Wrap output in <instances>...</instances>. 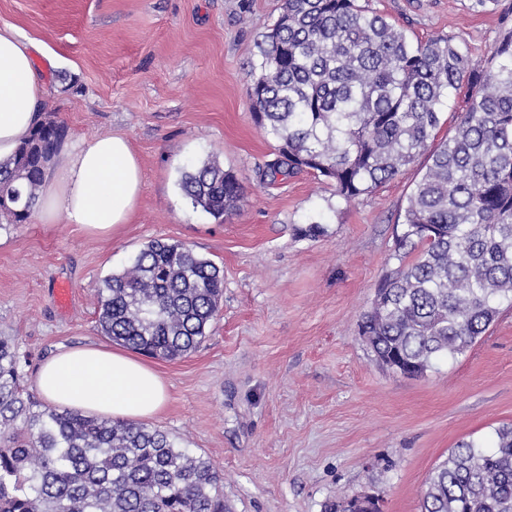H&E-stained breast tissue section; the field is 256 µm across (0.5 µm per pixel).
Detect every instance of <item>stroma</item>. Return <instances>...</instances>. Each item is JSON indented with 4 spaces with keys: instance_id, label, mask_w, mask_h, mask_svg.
Listing matches in <instances>:
<instances>
[{
    "instance_id": "obj_1",
    "label": "stroma",
    "mask_w": 512,
    "mask_h": 512,
    "mask_svg": "<svg viewBox=\"0 0 512 512\" xmlns=\"http://www.w3.org/2000/svg\"><path fill=\"white\" fill-rule=\"evenodd\" d=\"M413 39L448 36L476 62L512 31V0H359ZM283 0H0V24L33 41L42 113L69 139L125 134L142 193L115 236L76 224L0 227V335L26 363L108 344L96 288L153 240L182 242L224 270L220 311L187 356L156 361L169 397L151 426L204 455L227 512H330L371 495L421 512L451 448L493 444L512 423V306L466 353L421 377L382 367L358 334L381 277L398 265L396 226L425 158L346 201L308 171L265 176L279 143L252 114L247 71ZM214 159L242 180L216 219L179 187ZM68 283L69 306L53 297Z\"/></svg>"
}]
</instances>
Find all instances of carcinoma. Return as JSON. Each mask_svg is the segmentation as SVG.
Returning a JSON list of instances; mask_svg holds the SVG:
<instances>
[{
    "mask_svg": "<svg viewBox=\"0 0 512 512\" xmlns=\"http://www.w3.org/2000/svg\"><path fill=\"white\" fill-rule=\"evenodd\" d=\"M258 49L249 97L280 143L270 176L311 169L348 201L428 155L396 231L399 266L360 331L402 375L465 353L512 303V32L481 66L447 37L409 40L357 0H284ZM444 108L454 134L439 140ZM66 137L63 122L45 118L0 162V220L32 217ZM180 186L217 219L244 194L215 159L183 172ZM97 296L105 335L172 361L206 338L224 271L187 244L154 240ZM22 367L0 338V512H224L209 459L157 427L45 406L25 390ZM496 437L491 449L475 440L451 449L425 483L421 512H512V424Z\"/></svg>",
    "mask_w": 512,
    "mask_h": 512,
    "instance_id": "carcinoma-1",
    "label": "carcinoma"
}]
</instances>
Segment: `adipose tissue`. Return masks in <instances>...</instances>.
<instances>
[{
  "mask_svg": "<svg viewBox=\"0 0 512 512\" xmlns=\"http://www.w3.org/2000/svg\"><path fill=\"white\" fill-rule=\"evenodd\" d=\"M41 118V87L30 46L0 26V161L12 157ZM65 165L48 171L36 214L42 224H77L117 233L141 193V170L121 134L64 143ZM44 399L58 408L139 421L154 417L168 390L149 363L115 348L72 347L50 357L36 375Z\"/></svg>",
  "mask_w": 512,
  "mask_h": 512,
  "instance_id": "obj_1",
  "label": "adipose tissue"
}]
</instances>
